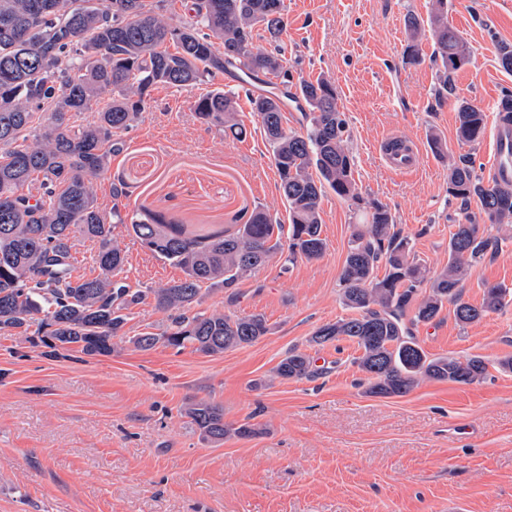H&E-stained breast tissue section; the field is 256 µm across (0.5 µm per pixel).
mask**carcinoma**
Segmentation results:
<instances>
[{
    "label": "carcinoma",
    "instance_id": "carcinoma-1",
    "mask_svg": "<svg viewBox=\"0 0 512 512\" xmlns=\"http://www.w3.org/2000/svg\"><path fill=\"white\" fill-rule=\"evenodd\" d=\"M165 0H0V335L23 336L48 348V355L77 347L87 356H109L123 343L148 351L161 344L214 356L265 336L261 315L231 316L197 310L205 284L237 295L242 280L277 253L285 262L316 260L325 252L321 200L326 190L363 215L350 239L340 274L344 306L358 316L319 327L307 339L321 347L349 340L362 351L365 393L401 397L424 380L471 384L487 374L481 356H434L409 324L434 320L444 305L467 325L512 300V290L485 284L480 305L463 299L462 281L475 263L499 252L501 238L478 224H457L448 244V265L433 278L411 259L409 239L395 229L387 205L361 192L347 146L348 123L335 85L325 77L293 82L286 66L283 0H193L192 20L172 27L158 16ZM269 34L270 51H256L254 29ZM405 61L421 58L420 37L429 31L437 66L435 102L455 95L453 76L471 62L472 50L448 25V0H432L427 17L410 14ZM177 44L171 53L166 44ZM242 72L260 82L280 79L275 92L250 97L271 150L288 205V225L261 207L233 230L193 235L163 214L131 216L136 238L151 253L179 267L183 277L160 288H132L118 278L125 255L112 241V225L97 204V181L110 158L124 149L115 139L147 108L159 85L192 86L214 72ZM300 104L305 131L284 127L288 102ZM99 107L89 126L71 119ZM457 104V140L478 144L485 114L472 102ZM236 96L215 91L194 105L209 126L240 130ZM34 141L27 140L31 131ZM431 147L447 161L448 194L464 206L476 204L492 224H512V187L502 188L474 172L469 154L448 156L434 135ZM40 182L42 195L24 192ZM98 244V274L74 275L75 234ZM385 261L382 278L374 275ZM429 289L421 292L424 282ZM152 300L168 314L160 333L127 335L132 310ZM283 380L322 374L313 358L295 347L274 369ZM201 439L221 445L256 433L249 422H224V408L201 399L183 409Z\"/></svg>",
    "mask_w": 512,
    "mask_h": 512
}]
</instances>
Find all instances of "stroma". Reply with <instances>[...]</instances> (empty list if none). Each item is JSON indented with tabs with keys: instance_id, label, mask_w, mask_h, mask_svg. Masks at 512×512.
<instances>
[{
	"instance_id": "35a3bbf8",
	"label": "stroma",
	"mask_w": 512,
	"mask_h": 512,
	"mask_svg": "<svg viewBox=\"0 0 512 512\" xmlns=\"http://www.w3.org/2000/svg\"><path fill=\"white\" fill-rule=\"evenodd\" d=\"M286 57L294 76L331 79L349 129L354 178L387 204L416 260L429 273L448 263L456 224L476 217L448 194L445 162L430 152L438 136L462 154L453 102L436 105L433 42L424 59L403 60L404 20L426 15L431 0H284ZM448 23L473 51L455 75L458 96L489 110L512 97V72L499 64L512 44V0H448ZM234 77L215 73L187 88L158 86L152 102L121 137L97 202L112 217V238L134 288H159L182 271L135 237L130 217L164 212L206 234L239 212L264 208L287 221L279 176L244 89L236 91L241 139L200 122L194 103ZM389 137L417 141L421 168L390 172L378 149ZM129 197L112 200L113 178ZM119 216H112V209ZM326 252L283 268L272 258L239 285L236 301L204 290L206 313L263 315L266 336L253 345L203 356L162 345H133L109 356L77 351L52 358L24 337L0 336V512H512V305L479 322L456 324L451 307L415 325L433 355H478L486 377L473 384L426 380L403 397L365 395L353 342L308 348L320 326L353 317L339 276L359 218L326 192L321 202ZM494 258L473 265L465 300L480 304L484 284L512 288V229ZM309 349L324 373L282 380L273 370L290 348ZM192 398L224 408L255 436L215 446L181 413Z\"/></svg>"
}]
</instances>
